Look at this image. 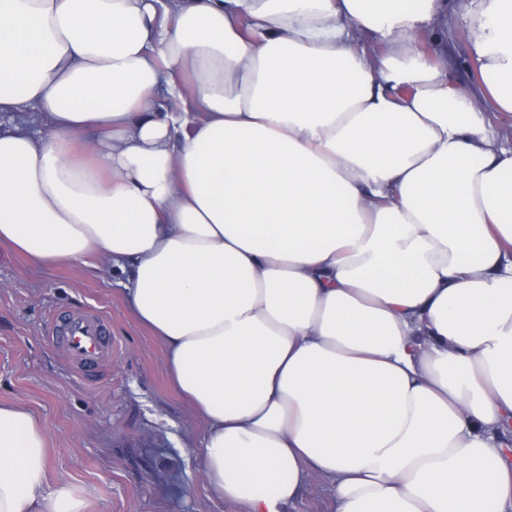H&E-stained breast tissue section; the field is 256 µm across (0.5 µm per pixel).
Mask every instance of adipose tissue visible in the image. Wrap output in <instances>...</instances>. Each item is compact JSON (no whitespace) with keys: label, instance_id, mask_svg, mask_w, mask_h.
<instances>
[{"label":"adipose tissue","instance_id":"ef3b65f1","mask_svg":"<svg viewBox=\"0 0 512 512\" xmlns=\"http://www.w3.org/2000/svg\"><path fill=\"white\" fill-rule=\"evenodd\" d=\"M457 10L478 94L445 0H0V242L122 272L242 512H512V0ZM0 512H82L19 403ZM467 43V22L452 9L448 12V34L443 40L433 43L427 35L421 38V46L426 53L440 54L448 60V74L453 81L465 90L475 91L483 81L477 82V68L468 56ZM335 504L329 484L321 477L313 475L301 499L288 512H333Z\"/></svg>","mask_w":512,"mask_h":512}]
</instances>
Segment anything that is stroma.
<instances>
[{"instance_id": "obj_1", "label": "stroma", "mask_w": 512, "mask_h": 512, "mask_svg": "<svg viewBox=\"0 0 512 512\" xmlns=\"http://www.w3.org/2000/svg\"><path fill=\"white\" fill-rule=\"evenodd\" d=\"M468 27L448 14L440 42L453 81L477 90ZM115 272L59 263L29 266L0 243V402H19L41 421L49 481L69 488L83 512H239L216 496L197 446L205 425L170 385L163 345L140 325L116 288ZM98 312L112 328V364L88 383L46 337L63 312Z\"/></svg>"}]
</instances>
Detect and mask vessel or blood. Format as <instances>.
<instances>
[{"instance_id":"1","label":"vessel or blood","mask_w":512,"mask_h":512,"mask_svg":"<svg viewBox=\"0 0 512 512\" xmlns=\"http://www.w3.org/2000/svg\"><path fill=\"white\" fill-rule=\"evenodd\" d=\"M47 334L61 345L68 361L86 381H93L98 366L112 358V335L103 316H64L49 326Z\"/></svg>"}]
</instances>
